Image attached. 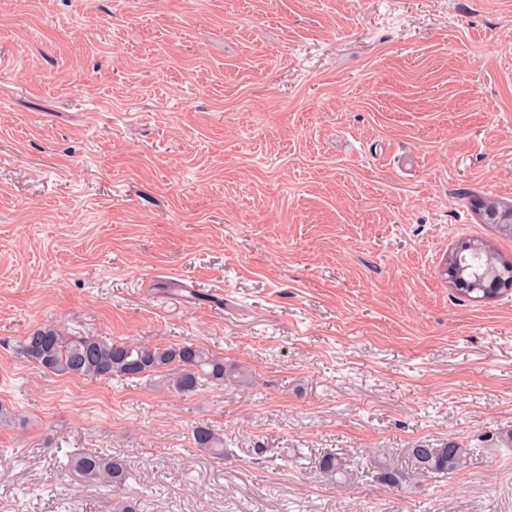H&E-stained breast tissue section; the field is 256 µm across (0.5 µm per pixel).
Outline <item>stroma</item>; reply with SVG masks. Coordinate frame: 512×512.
I'll list each match as a JSON object with an SVG mask.
<instances>
[{"instance_id": "35a3bbf8", "label": "stroma", "mask_w": 512, "mask_h": 512, "mask_svg": "<svg viewBox=\"0 0 512 512\" xmlns=\"http://www.w3.org/2000/svg\"><path fill=\"white\" fill-rule=\"evenodd\" d=\"M475 195L512 204V0H0V512H512V291L442 272L512 260ZM45 323L250 382L57 376ZM451 441L411 487L317 464ZM98 448L108 498L61 468ZM469 246V250L467 251V260L470 264L477 265H485L491 264L497 267L500 271L504 272L506 275L508 274L505 266L510 269L509 275L511 276V288H512V261L504 260L497 256L495 252L492 250L491 246L483 241H467L463 242L460 246ZM190 431L195 448H199L217 459L224 457V438L220 434L214 432L206 424L194 425ZM319 465L321 470L336 482L337 486L346 488L352 483L356 471L363 468L365 464L362 460H348L337 457L333 453H327L322 456Z\"/></svg>"}]
</instances>
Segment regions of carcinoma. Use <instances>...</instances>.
Returning <instances> with one entry per match:
<instances>
[{"mask_svg": "<svg viewBox=\"0 0 512 512\" xmlns=\"http://www.w3.org/2000/svg\"><path fill=\"white\" fill-rule=\"evenodd\" d=\"M470 264H491L500 271L512 270V261L497 256L491 246L482 241H467ZM17 353L41 369L58 376L110 378L115 375L135 377L158 371H175L173 389L193 393L199 388L224 382L244 383L247 374L224 365V359L193 342L174 346H153L134 341H107L97 336L76 334L65 328L45 324L23 336L16 345ZM193 445L212 457H224V438L206 424L191 427ZM476 452L459 442L441 448H411L414 470L409 476L395 468L391 456L382 450L370 469L381 479L398 485L407 480L422 481L435 473L453 476L462 470ZM321 470L340 487L352 483L356 471L364 467L362 460H348L333 453L322 456ZM69 470L91 481L98 493L109 497L112 489L123 485L130 477L126 462L100 450L81 453L69 458Z\"/></svg>", "mask_w": 512, "mask_h": 512, "instance_id": "carcinoma-1", "label": "carcinoma"}]
</instances>
